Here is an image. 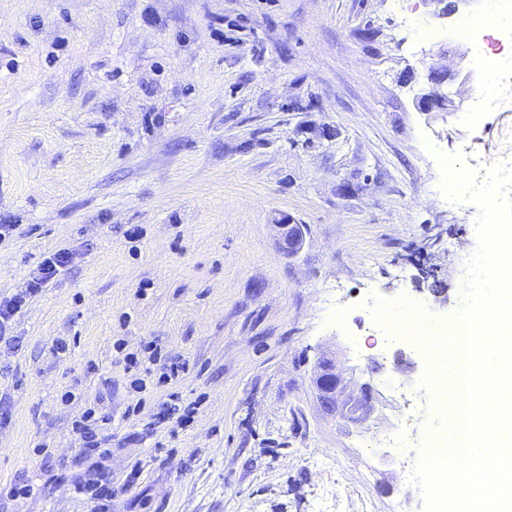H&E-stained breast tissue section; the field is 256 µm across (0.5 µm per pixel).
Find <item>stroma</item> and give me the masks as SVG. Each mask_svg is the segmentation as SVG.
Instances as JSON below:
<instances>
[{
	"label": "stroma",
	"instance_id": "1",
	"mask_svg": "<svg viewBox=\"0 0 512 512\" xmlns=\"http://www.w3.org/2000/svg\"><path fill=\"white\" fill-rule=\"evenodd\" d=\"M484 5L0 0V299L78 254L0 350V512H96L44 481L89 405L112 417L109 512H394L401 460L366 442L400 412L389 384L427 389L431 357L386 350L365 301L458 318L478 208L447 204L439 159L512 152V112L460 121L476 68L456 23ZM411 15L441 38L418 43ZM432 63L460 74L444 112L418 107ZM152 351L142 392L125 356ZM322 358L373 386L363 424L319 403ZM25 480L40 493L7 495ZM279 230L282 246L289 253H296L303 245L304 235L300 224H291L284 219L281 224H275Z\"/></svg>",
	"mask_w": 512,
	"mask_h": 512
}]
</instances>
